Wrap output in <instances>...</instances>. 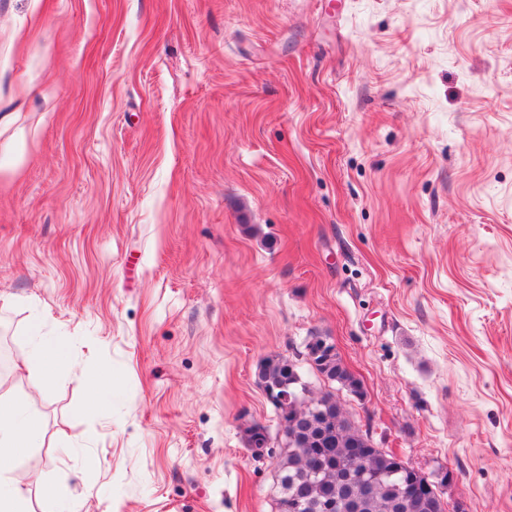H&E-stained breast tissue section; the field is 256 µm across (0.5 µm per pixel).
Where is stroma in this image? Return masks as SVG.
I'll return each mask as SVG.
<instances>
[{
    "mask_svg": "<svg viewBox=\"0 0 512 512\" xmlns=\"http://www.w3.org/2000/svg\"><path fill=\"white\" fill-rule=\"evenodd\" d=\"M31 512H277L270 354L449 506L512 512V0H0V375ZM30 347L18 359L17 368L26 372L36 371L45 385L54 383L57 374L63 370L69 359V344L61 337L41 336L39 325L29 332ZM336 353L335 344L327 336H309L304 343L303 356L312 367L323 364ZM320 371L331 382L337 383L343 389L356 397H363L364 391L361 381L342 363L336 354L332 359L322 365ZM77 385L83 388L88 395L89 407L97 411L105 402L112 400V375H97L88 377L85 374L75 375ZM251 433L248 435L251 436V453L252 456L258 460H264L266 457L273 455L275 452V448H271L272 439L266 429V427L262 424L256 423L251 427ZM248 436V443H249Z\"/></svg>",
    "mask_w": 512,
    "mask_h": 512,
    "instance_id": "obj_1",
    "label": "stroma"
}]
</instances>
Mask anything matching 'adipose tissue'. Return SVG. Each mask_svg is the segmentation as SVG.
<instances>
[{
    "instance_id": "1",
    "label": "adipose tissue",
    "mask_w": 512,
    "mask_h": 512,
    "mask_svg": "<svg viewBox=\"0 0 512 512\" xmlns=\"http://www.w3.org/2000/svg\"><path fill=\"white\" fill-rule=\"evenodd\" d=\"M30 346L17 367L36 371L44 384H53L69 359V344L61 337L41 335L39 327L29 332ZM42 431L26 408L0 397V512H29L28 489L23 475L15 472L14 461L28 449L39 447Z\"/></svg>"
}]
</instances>
